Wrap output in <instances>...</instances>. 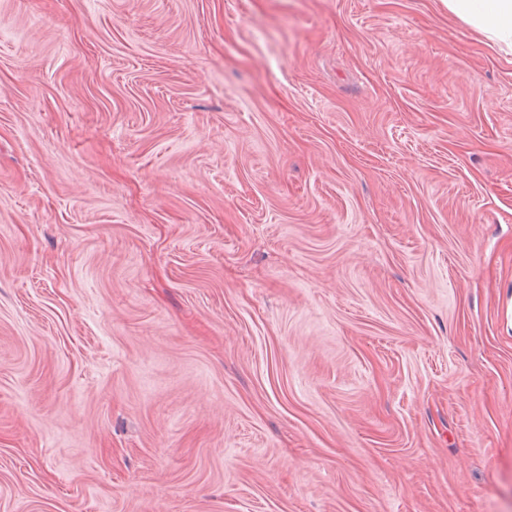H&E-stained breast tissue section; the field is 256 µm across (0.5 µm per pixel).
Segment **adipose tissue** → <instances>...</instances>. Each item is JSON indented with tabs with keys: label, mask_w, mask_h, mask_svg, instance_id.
Returning <instances> with one entry per match:
<instances>
[{
	"label": "adipose tissue",
	"mask_w": 512,
	"mask_h": 512,
	"mask_svg": "<svg viewBox=\"0 0 512 512\" xmlns=\"http://www.w3.org/2000/svg\"><path fill=\"white\" fill-rule=\"evenodd\" d=\"M448 9L493 43L512 50V0H448Z\"/></svg>",
	"instance_id": "adipose-tissue-1"
}]
</instances>
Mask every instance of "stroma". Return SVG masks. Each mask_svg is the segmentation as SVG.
Wrapping results in <instances>:
<instances>
[{"label": "stroma", "instance_id": "stroma-1", "mask_svg": "<svg viewBox=\"0 0 512 512\" xmlns=\"http://www.w3.org/2000/svg\"><path fill=\"white\" fill-rule=\"evenodd\" d=\"M0 512H512V54L0 0Z\"/></svg>", "mask_w": 512, "mask_h": 512}]
</instances>
